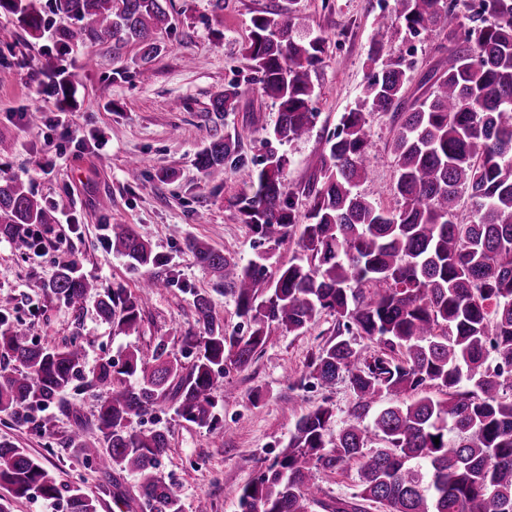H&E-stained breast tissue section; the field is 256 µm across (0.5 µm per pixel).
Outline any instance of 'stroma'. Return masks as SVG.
<instances>
[{
  "label": "stroma",
  "mask_w": 512,
  "mask_h": 512,
  "mask_svg": "<svg viewBox=\"0 0 512 512\" xmlns=\"http://www.w3.org/2000/svg\"><path fill=\"white\" fill-rule=\"evenodd\" d=\"M287 4L293 39L319 38L325 46L312 75L315 120L301 139L283 148L288 160L283 190L302 213L326 137L364 95L373 70L368 54L374 19L391 9L390 0H168L171 23L154 33L162 51L150 64L151 79L139 75L137 44L109 38L92 45L77 42L64 63L71 89L66 104L41 61L53 47L55 29L69 26V19L54 17L51 30L35 39L13 15L0 11V180L22 182L57 215L54 225H32L37 243L26 250L0 238V298L8 300L0 307V325H24L30 341L44 346L78 339L88 370L103 357L147 351L161 338L183 368H190L195 351L183 338L199 331L190 296L194 289L208 294L227 331L245 332L234 296L197 263L188 240L204 241L243 265L264 264L270 274L295 255L296 241L278 246L261 241L231 204L242 190L233 173L205 176L196 155L213 134L245 128L252 136L242 141V152L254 159L264 155L261 140L278 112L261 96L245 47L252 17ZM382 41L386 51L409 64L406 92L418 96L423 76L444 59L445 35L391 31ZM231 84L240 91L233 109L213 111V97ZM370 125L371 175L361 191L389 205L396 176L390 144L397 124L391 114L380 113ZM133 157L141 162L136 182L126 174ZM106 199L111 206L105 210ZM115 224L131 225L165 265L131 268L108 243ZM65 260L76 261L101 288L121 287L140 297L138 334L125 335L102 321L94 298L73 309L51 294L48 285ZM149 276L173 284L146 295L140 283ZM335 335L336 319L326 313L298 336L275 327L247 367H227L214 392L223 440L178 417L171 401L134 418L135 428L166 433L169 448L159 472L179 496L183 512H238L242 487L288 443L293 421L284 412L287 404L302 414L326 403L337 422L349 420L354 395L347 377L325 389L307 375L310 360ZM105 397V391L78 382L65 394L79 408L78 417L55 403L23 406L15 417L0 413V440L42 460L60 487L57 499L35 494L11 502V512H66L75 486L95 499L97 512H118L120 500L127 512H142L134 474L116 467L103 476L68 445L77 429L87 440L98 439L96 416Z\"/></svg>",
  "instance_id": "obj_1"
}]
</instances>
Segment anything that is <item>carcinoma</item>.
I'll list each match as a JSON object with an SVG mask.
<instances>
[{
  "instance_id": "carcinoma-1",
  "label": "carcinoma",
  "mask_w": 512,
  "mask_h": 512,
  "mask_svg": "<svg viewBox=\"0 0 512 512\" xmlns=\"http://www.w3.org/2000/svg\"><path fill=\"white\" fill-rule=\"evenodd\" d=\"M166 3L0 0V10L33 38L50 27L52 14L78 24L56 33L54 54L42 67L67 99L70 81L60 61L73 42H134L146 66L161 53L152 33L169 23ZM291 13L253 18L246 45L263 96L278 107L263 159H248L239 142L216 135L196 157L208 177L233 171L245 186L233 205L264 239L278 245L301 226L297 255L270 280L256 264L241 266L204 242L188 241L197 262L236 297L246 333L227 332L210 297L192 289L199 335L184 337L196 349L187 375L161 339L151 356L136 350L107 357L88 376L77 341L43 347L7 327L0 330V413L50 404L76 381L107 390L97 417L100 438L87 441L78 430L70 444L105 473L114 466L132 472L148 512H182L159 473L166 434L136 430L132 419L170 399L182 419L221 437L213 391L225 367L247 366L272 325L298 335L328 312L338 322L336 337L311 360L310 375L328 388L347 374L352 420L332 430L335 414L325 403L295 417L286 451L242 489L241 512H309L313 505L324 512H366L373 505L383 512H512V379L504 378L512 372V0L477 6L394 0L377 30L446 34L448 45L440 46L446 65L431 70L422 81L426 91L410 99L405 59L384 55L372 36L369 60L381 62L380 70L369 76L363 104L344 113L327 137L301 219L282 191L286 159L279 147L312 124V72L325 47L319 38L295 41ZM238 96L237 86H229L213 98L212 110L227 111ZM376 112L398 122L391 209L358 191L370 173L368 130ZM55 221V211L23 183L0 182V236L27 247L25 226ZM111 247L134 269L165 263L127 224L112 225ZM49 288L79 307L98 285L69 260ZM97 311L127 335L138 330L141 304L125 288L99 295ZM363 338L380 350L366 352ZM428 385L447 398L413 395ZM352 462L356 490L330 503L320 498L312 469L336 471ZM0 488L12 500L59 496L46 465L8 441L0 442ZM67 509L97 512L95 499L78 487Z\"/></svg>"
}]
</instances>
